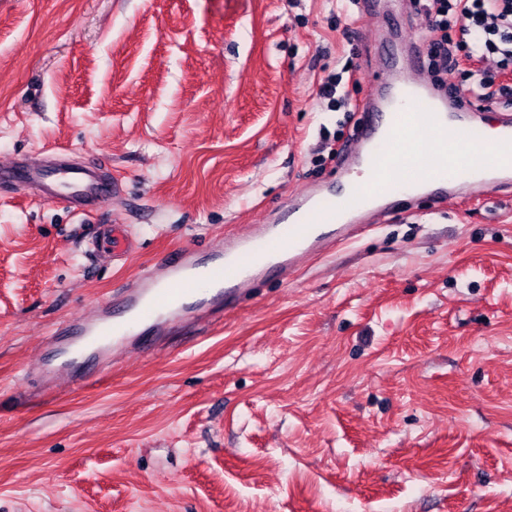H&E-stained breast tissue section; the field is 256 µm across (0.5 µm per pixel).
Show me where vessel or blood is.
Wrapping results in <instances>:
<instances>
[{
    "label": "vessel or blood",
    "instance_id": "obj_1",
    "mask_svg": "<svg viewBox=\"0 0 512 512\" xmlns=\"http://www.w3.org/2000/svg\"><path fill=\"white\" fill-rule=\"evenodd\" d=\"M372 90L362 105V122L339 154L346 190L327 185L291 200L267 223L225 241L211 260L198 262L193 250L167 256L121 291L115 306L101 305L95 317L76 319L65 330L77 352L101 353L126 343L136 327H183L200 284L216 285L212 302H232L255 278L289 271L306 256L363 232L357 215L392 205L399 195L430 188L437 205L467 192L512 191V114H504L491 141L473 134L471 112L438 95L425 77L420 53L392 55L372 74ZM60 149L16 158L0 166V191L21 188L40 202L60 203L88 216L120 193L101 165L75 162ZM101 242L114 256L131 252L121 226Z\"/></svg>",
    "mask_w": 512,
    "mask_h": 512
}]
</instances>
